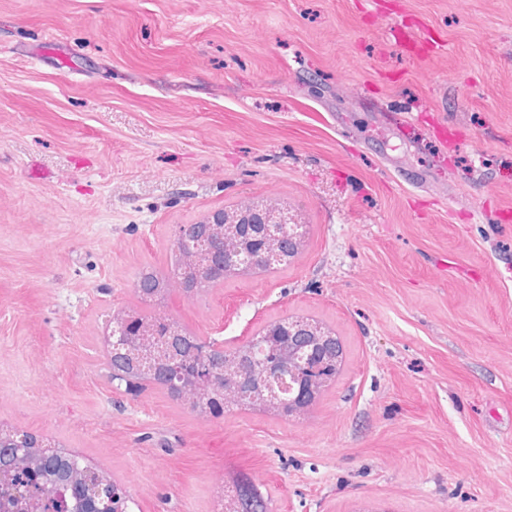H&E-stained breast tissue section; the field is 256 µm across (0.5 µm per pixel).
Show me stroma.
I'll return each mask as SVG.
<instances>
[{
    "label": "stroma",
    "instance_id": "obj_1",
    "mask_svg": "<svg viewBox=\"0 0 512 512\" xmlns=\"http://www.w3.org/2000/svg\"><path fill=\"white\" fill-rule=\"evenodd\" d=\"M411 30L442 43L425 61ZM453 125L452 140L436 130ZM273 206L300 254L142 300L175 230ZM512 0H0V427L128 512H512ZM346 350L303 415L113 383L112 315ZM297 323L299 322L289 318L276 320L270 323L262 333L257 336H261V340L267 344L269 353H275L281 346V340L285 335L288 336V346L291 347L293 345L292 338L295 336V333L292 329L297 326ZM227 497L232 501L231 508L226 505ZM224 512H270L269 502L250 479L243 477L231 486L224 485Z\"/></svg>",
    "mask_w": 512,
    "mask_h": 512
}]
</instances>
